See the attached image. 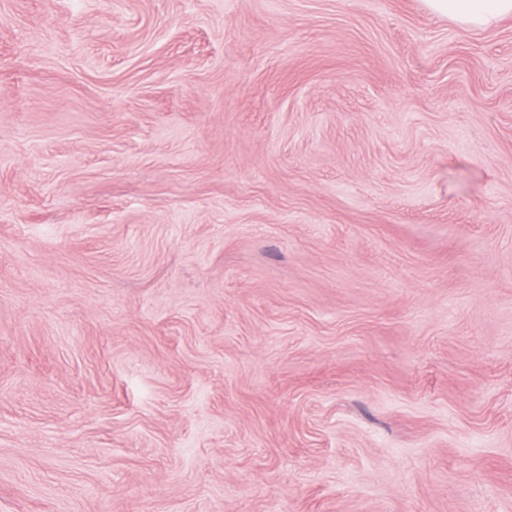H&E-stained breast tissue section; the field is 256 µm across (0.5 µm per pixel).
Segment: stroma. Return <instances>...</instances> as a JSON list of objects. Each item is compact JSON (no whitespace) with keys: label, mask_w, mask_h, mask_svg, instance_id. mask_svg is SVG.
I'll return each mask as SVG.
<instances>
[{"label":"stroma","mask_w":512,"mask_h":512,"mask_svg":"<svg viewBox=\"0 0 512 512\" xmlns=\"http://www.w3.org/2000/svg\"><path fill=\"white\" fill-rule=\"evenodd\" d=\"M0 512H512V18L0 0Z\"/></svg>","instance_id":"1"}]
</instances>
